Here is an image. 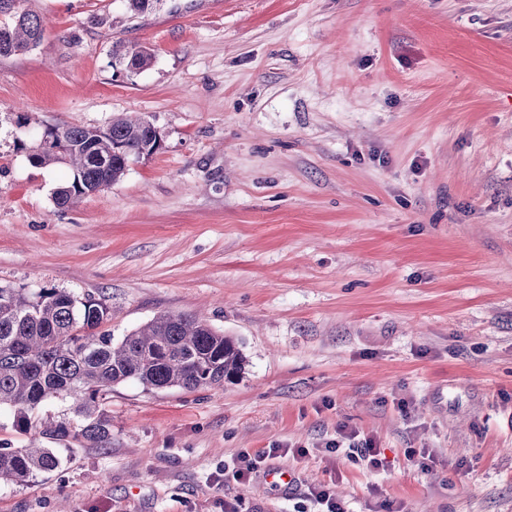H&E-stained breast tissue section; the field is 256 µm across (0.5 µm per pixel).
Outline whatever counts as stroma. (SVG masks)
I'll use <instances>...</instances> for the list:
<instances>
[{
  "label": "stroma",
  "instance_id": "obj_1",
  "mask_svg": "<svg viewBox=\"0 0 512 512\" xmlns=\"http://www.w3.org/2000/svg\"><path fill=\"white\" fill-rule=\"evenodd\" d=\"M44 38L0 57V287L105 302L114 337L203 316L232 383L113 387L112 441L0 482V512H512V0H26ZM107 24H96L97 16ZM154 54L116 76L113 48ZM160 131L62 209L48 127ZM373 438L367 468L324 446ZM291 487L224 480L243 451ZM308 500L318 507L312 512H348L349 510L330 493L326 486L321 485L309 491Z\"/></svg>",
  "mask_w": 512,
  "mask_h": 512
}]
</instances>
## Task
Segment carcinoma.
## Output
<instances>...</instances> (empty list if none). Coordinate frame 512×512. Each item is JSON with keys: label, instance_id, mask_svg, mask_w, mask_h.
Here are the masks:
<instances>
[{"label": "carcinoma", "instance_id": "cac0c4a2", "mask_svg": "<svg viewBox=\"0 0 512 512\" xmlns=\"http://www.w3.org/2000/svg\"><path fill=\"white\" fill-rule=\"evenodd\" d=\"M20 2L0 0V56L28 52L43 36L40 18ZM114 56L130 72L153 61L146 47ZM44 134L51 144L34 145L28 159L35 167L64 165L72 172V180L55 191L60 208L119 181L132 156L150 141L148 120L124 113L102 128L67 125ZM109 318L105 303L57 288L36 294L0 288V410H10L15 430L31 435L27 448H0V482L23 484L59 467L55 449L36 445L40 438L80 437L100 447L111 443L112 415L104 401L118 384L194 390L231 382L244 368L241 343L196 315L159 313L119 340L99 331ZM55 399L70 401L79 428L61 421L33 430V411Z\"/></svg>", "mask_w": 512, "mask_h": 512}]
</instances>
